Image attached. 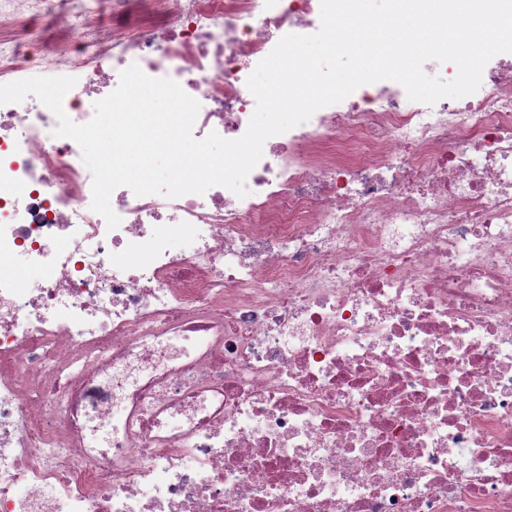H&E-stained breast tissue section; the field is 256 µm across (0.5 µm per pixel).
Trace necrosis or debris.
Instances as JSON below:
<instances>
[{"instance_id": "4bbe7bcc", "label": "necrosis or debris", "mask_w": 512, "mask_h": 512, "mask_svg": "<svg viewBox=\"0 0 512 512\" xmlns=\"http://www.w3.org/2000/svg\"><path fill=\"white\" fill-rule=\"evenodd\" d=\"M34 18L72 121L136 64L236 139L320 0H0V84ZM56 125L0 105V512H512V53L358 87L245 197L116 188L113 230Z\"/></svg>"}]
</instances>
